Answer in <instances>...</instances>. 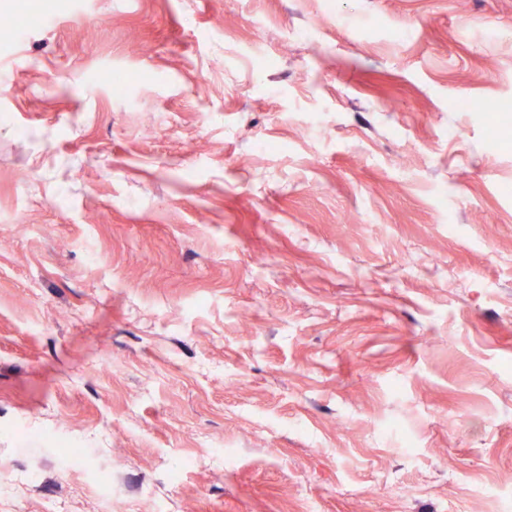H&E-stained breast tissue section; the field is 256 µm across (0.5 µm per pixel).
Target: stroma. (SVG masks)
<instances>
[{
  "label": "stroma",
  "mask_w": 512,
  "mask_h": 512,
  "mask_svg": "<svg viewBox=\"0 0 512 512\" xmlns=\"http://www.w3.org/2000/svg\"><path fill=\"white\" fill-rule=\"evenodd\" d=\"M484 490L512 500V0H63L0 31V512Z\"/></svg>",
  "instance_id": "1"
}]
</instances>
